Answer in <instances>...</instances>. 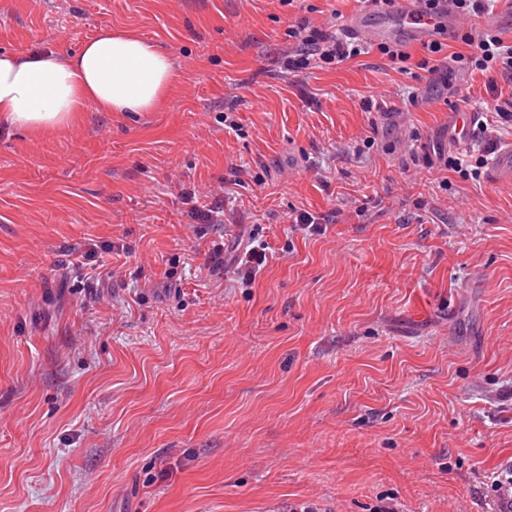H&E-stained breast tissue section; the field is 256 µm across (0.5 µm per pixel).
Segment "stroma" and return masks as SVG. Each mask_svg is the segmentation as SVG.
Masks as SVG:
<instances>
[{"instance_id": "1", "label": "stroma", "mask_w": 512, "mask_h": 512, "mask_svg": "<svg viewBox=\"0 0 512 512\" xmlns=\"http://www.w3.org/2000/svg\"><path fill=\"white\" fill-rule=\"evenodd\" d=\"M359 0H0V51L127 28L172 60L155 112L0 121V512H495L512 462V181L451 112L489 83L378 50L292 70ZM418 92L409 104V92ZM381 98L386 111L366 110ZM225 182V224L172 186ZM335 213L325 234L291 228ZM267 243L241 285L234 257ZM100 269L71 248L105 244ZM224 249V266L208 255ZM115 275H107V268ZM448 124V141L458 150L469 146V135L479 123L480 115L477 112H453Z\"/></svg>"}]
</instances>
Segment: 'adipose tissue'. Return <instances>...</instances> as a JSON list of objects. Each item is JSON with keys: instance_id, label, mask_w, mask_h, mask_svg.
<instances>
[{"instance_id": "obj_1", "label": "adipose tissue", "mask_w": 512, "mask_h": 512, "mask_svg": "<svg viewBox=\"0 0 512 512\" xmlns=\"http://www.w3.org/2000/svg\"><path fill=\"white\" fill-rule=\"evenodd\" d=\"M176 83L170 58L137 32L104 29L72 54L0 53V120L35 136L73 127L87 107L161 108Z\"/></svg>"}]
</instances>
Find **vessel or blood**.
<instances>
[{
    "label": "vessel or blood",
    "mask_w": 512,
    "mask_h": 512,
    "mask_svg": "<svg viewBox=\"0 0 512 512\" xmlns=\"http://www.w3.org/2000/svg\"><path fill=\"white\" fill-rule=\"evenodd\" d=\"M386 25L372 26L368 22L367 12H360L350 21V28L369 39H380L399 34L409 42L424 43L435 34L438 24L454 26L455 14L450 5H443L437 16L431 17L423 11L419 0H399L396 12L390 14ZM480 116L475 112L454 113L448 125V139L457 149H466L469 135L477 126Z\"/></svg>",
    "instance_id": "b4317fda"
}]
</instances>
